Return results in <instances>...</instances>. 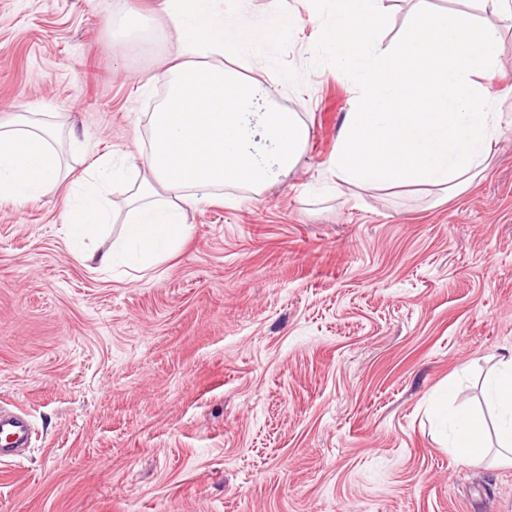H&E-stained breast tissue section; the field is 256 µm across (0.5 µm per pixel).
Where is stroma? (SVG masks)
Listing matches in <instances>:
<instances>
[{"label":"stroma","mask_w":512,"mask_h":512,"mask_svg":"<svg viewBox=\"0 0 512 512\" xmlns=\"http://www.w3.org/2000/svg\"><path fill=\"white\" fill-rule=\"evenodd\" d=\"M155 0H0V121L69 116L72 178L148 141L170 31L114 34ZM298 10L240 63L311 128L288 177L211 191L171 257L99 270L75 251L64 187L0 200V402L29 447L0 462V512H512V466L461 460L435 416L482 410L512 350V114L468 192L330 188L352 77Z\"/></svg>","instance_id":"1"}]
</instances>
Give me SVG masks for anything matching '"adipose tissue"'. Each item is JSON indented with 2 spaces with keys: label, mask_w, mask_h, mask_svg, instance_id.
Instances as JSON below:
<instances>
[{
  "label": "adipose tissue",
  "mask_w": 512,
  "mask_h": 512,
  "mask_svg": "<svg viewBox=\"0 0 512 512\" xmlns=\"http://www.w3.org/2000/svg\"><path fill=\"white\" fill-rule=\"evenodd\" d=\"M245 2L227 10L223 0H158L154 22L173 31L175 63L150 117L148 149L138 154L146 173L127 190L124 236L101 255V267L131 258L139 270L153 267L187 238L185 210L199 204V190L257 192L300 164L311 138L304 118L230 67L252 52H274L295 12L276 7L258 20ZM328 2L314 44L356 79L332 162L337 184L465 193L487 170L504 116L492 21L503 0H461L462 9L448 11L412 0L406 33L385 47L384 0ZM60 142L57 124L0 123V199L22 204L60 184ZM122 172L105 155L71 183L61 210L68 237H92L111 223L108 189ZM486 400L490 418L452 416L449 448L473 460L492 434L496 461L512 464V351L499 358Z\"/></svg>",
  "instance_id": "ef3b65f1"
}]
</instances>
